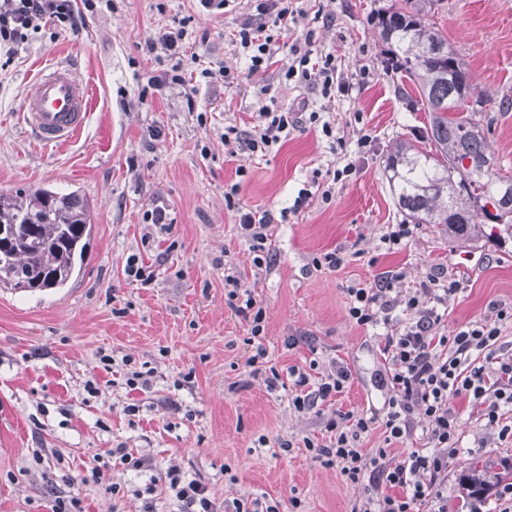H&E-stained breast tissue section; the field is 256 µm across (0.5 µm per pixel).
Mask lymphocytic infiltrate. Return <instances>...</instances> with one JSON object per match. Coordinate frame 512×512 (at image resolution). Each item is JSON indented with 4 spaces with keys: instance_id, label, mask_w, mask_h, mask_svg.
I'll return each mask as SVG.
<instances>
[{
    "instance_id": "lymphocytic-infiltrate-1",
    "label": "lymphocytic infiltrate",
    "mask_w": 512,
    "mask_h": 512,
    "mask_svg": "<svg viewBox=\"0 0 512 512\" xmlns=\"http://www.w3.org/2000/svg\"><path fill=\"white\" fill-rule=\"evenodd\" d=\"M55 18L73 28L82 22L71 0H0V48L17 53L30 31ZM295 21L291 0H247L231 43L249 58L251 71H260L267 68L282 34L290 32ZM290 53L286 78L318 90L323 99L347 98L356 88V79L339 68L335 54L317 46L314 30L298 36ZM298 121L295 108L263 105L247 135L237 136L235 128H227L224 143L265 154L282 145ZM239 192V184L225 187V207L236 215L237 231L249 245L254 267H270L275 259V218L242 205ZM402 279L396 272L345 289L350 318L377 333L388 395L381 420L338 410L325 423L324 441L303 440L323 466L337 469L346 483L363 485L364 494L352 512H448V462L461 451L454 400L468 401L487 429L512 439V347L502 341L504 327L512 323V303L493 304L486 317L444 335L437 331L441 310L457 294V280L432 267L405 293L398 287ZM224 291L229 307L248 324L251 353L245 366L252 376L262 378L271 390L288 382L291 403L299 412L330 402L344 391L351 378L344 363L324 369L313 359L284 374L270 365L262 302L232 266L224 269ZM396 310L403 313L397 321L391 318ZM377 422L384 429V444L366 447L365 439ZM398 444L403 447L399 453L394 450ZM160 479L186 512H280V501L257 498H235L216 506L205 485L174 465L161 472Z\"/></svg>"
}]
</instances>
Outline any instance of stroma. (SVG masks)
<instances>
[{
	"mask_svg": "<svg viewBox=\"0 0 512 512\" xmlns=\"http://www.w3.org/2000/svg\"><path fill=\"white\" fill-rule=\"evenodd\" d=\"M391 0H295L301 26L316 11L331 25L315 28L318 46L334 51L347 73L368 71L353 97L324 118L355 146L357 172L337 183L330 203L312 204L273 227L276 262L256 269L224 205V188L240 183L246 207L280 213L315 170L334 167L331 139L309 123L291 129L267 155L229 152L224 129H248L264 104L319 109L315 90L285 80L291 38L275 64L249 73L230 37L243 4L212 12L198 0H73L78 28L56 20L30 32L14 58L0 51V193L43 186L77 192L88 202L92 232L86 259L63 287L0 289V512H51V492H72L83 512H183L164 486L144 491L149 474L112 470L123 498L104 486H71L63 475L83 471L117 445L149 455L158 468L178 466L206 485L216 502L262 495L292 512H351L364 489L301 448L324 437L336 410L381 414L384 368L366 330L348 316L346 285L386 270L404 272L411 287L440 263L460 291L440 324L447 332L485 317L491 304L512 303V238H448L420 225L399 252L379 248L384 225L403 223L384 159L395 139L422 129L425 114L396 92L399 76L385 64L371 16ZM434 22L466 61L492 120L489 145L512 174V0H440ZM185 25L193 37L176 57L145 54L159 31ZM62 63L86 88L89 115L81 135L45 147L20 109L39 71ZM238 72L225 83L222 68ZM178 70L183 85L158 88L151 79ZM165 208L170 233L149 236L146 213ZM344 250L339 270L316 268L317 254ZM139 256L153 277L125 273ZM233 264L266 309L265 346L278 370L310 359L346 362L352 372L337 401L296 412L289 389L268 390L249 376L251 348L244 319L224 296V266ZM112 357L104 369L100 355ZM155 371L147 390L126 384L129 368ZM138 405L128 418L126 405ZM464 450L448 464V512L464 493L468 463L512 482V439L499 440L475 417L462 419ZM296 441L283 450L280 440Z\"/></svg>",
	"mask_w": 512,
	"mask_h": 512,
	"instance_id": "35a3bbf8",
	"label": "stroma"
}]
</instances>
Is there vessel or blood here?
<instances>
[{
  "mask_svg": "<svg viewBox=\"0 0 512 512\" xmlns=\"http://www.w3.org/2000/svg\"><path fill=\"white\" fill-rule=\"evenodd\" d=\"M21 112L42 145H56L83 131L88 98L68 67L54 66L37 76Z\"/></svg>",
  "mask_w": 512,
  "mask_h": 512,
  "instance_id": "obj_1",
  "label": "vessel or blood"
}]
</instances>
